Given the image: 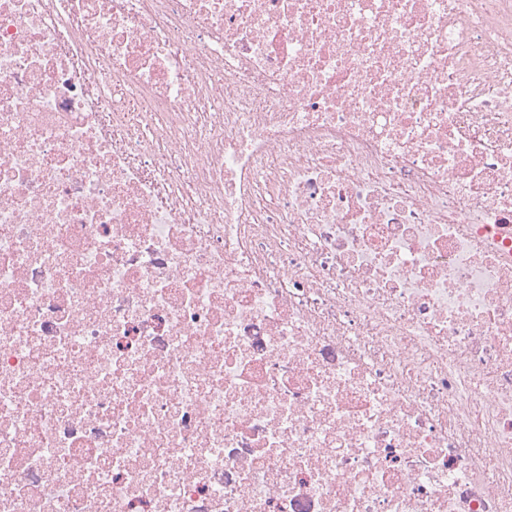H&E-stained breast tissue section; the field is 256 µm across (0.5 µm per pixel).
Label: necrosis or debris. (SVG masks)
<instances>
[{
    "label": "necrosis or debris",
    "instance_id": "4bbe7bcc",
    "mask_svg": "<svg viewBox=\"0 0 512 512\" xmlns=\"http://www.w3.org/2000/svg\"><path fill=\"white\" fill-rule=\"evenodd\" d=\"M0 512H512V0H0Z\"/></svg>",
    "mask_w": 512,
    "mask_h": 512
}]
</instances>
